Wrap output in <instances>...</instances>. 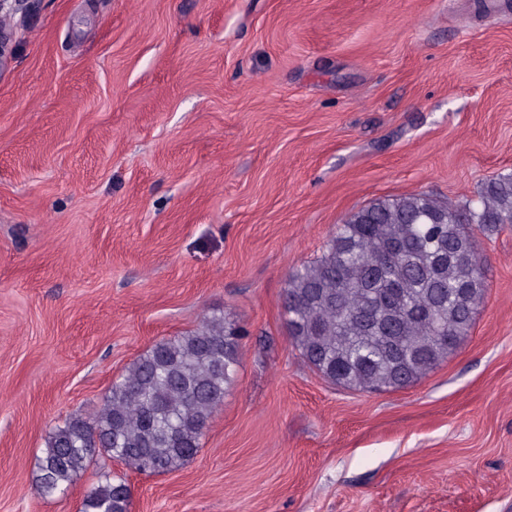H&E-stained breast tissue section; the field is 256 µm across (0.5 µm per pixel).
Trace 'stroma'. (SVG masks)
Here are the masks:
<instances>
[{
    "mask_svg": "<svg viewBox=\"0 0 512 512\" xmlns=\"http://www.w3.org/2000/svg\"><path fill=\"white\" fill-rule=\"evenodd\" d=\"M0 74V512H512V224L469 339L416 384L338 388L292 347L289 273L375 200L512 171V0H29ZM246 331L197 455L37 461L162 339ZM131 490L122 477L104 472L84 496L82 512H129Z\"/></svg>",
    "mask_w": 512,
    "mask_h": 512,
    "instance_id": "35a3bbf8",
    "label": "stroma"
}]
</instances>
